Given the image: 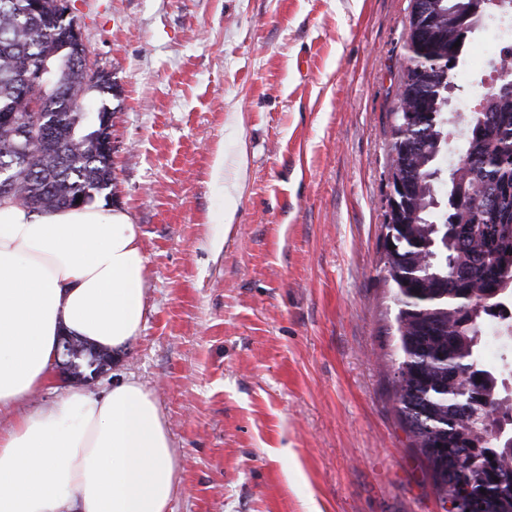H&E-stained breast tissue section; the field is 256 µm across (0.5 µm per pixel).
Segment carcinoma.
Here are the masks:
<instances>
[{
	"instance_id": "carcinoma-1",
	"label": "carcinoma",
	"mask_w": 512,
	"mask_h": 512,
	"mask_svg": "<svg viewBox=\"0 0 512 512\" xmlns=\"http://www.w3.org/2000/svg\"><path fill=\"white\" fill-rule=\"evenodd\" d=\"M472 0H411L395 102L390 114L388 169L412 188L394 232L383 246L385 280L396 316L397 411L419 450L444 512H512V398L498 370L483 357V328L512 304V68L466 115L462 164L449 174L445 208L435 175L448 149V108L460 85L459 58L480 17ZM54 0L44 11L29 0H0V114L36 121L42 140L21 160L13 128L0 124V178L15 186L11 201L37 213L90 201L112 190V162L98 152L102 117L87 119L78 99L113 89L106 79L82 83L86 57L61 50ZM459 47H454V44ZM49 60L55 78L29 112L24 74ZM105 355L86 342L73 374L99 372Z\"/></svg>"
}]
</instances>
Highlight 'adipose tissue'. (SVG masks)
Wrapping results in <instances>:
<instances>
[{"label": "adipose tissue", "instance_id": "ef3b65f1", "mask_svg": "<svg viewBox=\"0 0 512 512\" xmlns=\"http://www.w3.org/2000/svg\"><path fill=\"white\" fill-rule=\"evenodd\" d=\"M144 271L124 209L0 204V414L14 416L0 429V512H168L172 443L142 384L19 410L50 381L60 334L108 349L139 335Z\"/></svg>", "mask_w": 512, "mask_h": 512}]
</instances>
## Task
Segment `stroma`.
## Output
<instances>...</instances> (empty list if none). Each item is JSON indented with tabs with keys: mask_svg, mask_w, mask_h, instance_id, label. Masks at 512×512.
<instances>
[{
	"mask_svg": "<svg viewBox=\"0 0 512 512\" xmlns=\"http://www.w3.org/2000/svg\"><path fill=\"white\" fill-rule=\"evenodd\" d=\"M70 3L114 84L85 98L113 119L102 204L146 259L143 328L83 388L150 391L170 512H443L396 408L383 271L410 0Z\"/></svg>",
	"mask_w": 512,
	"mask_h": 512,
	"instance_id": "35a3bbf8",
	"label": "stroma"
}]
</instances>
